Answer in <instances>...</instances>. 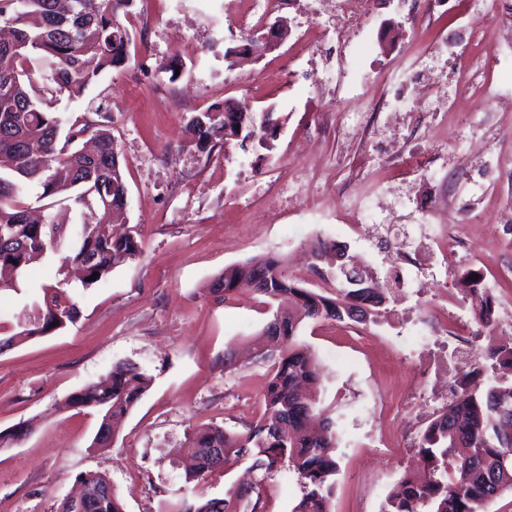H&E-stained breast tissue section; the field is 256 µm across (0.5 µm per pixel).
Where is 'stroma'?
Wrapping results in <instances>:
<instances>
[{
    "label": "stroma",
    "instance_id": "35a3bbf8",
    "mask_svg": "<svg viewBox=\"0 0 512 512\" xmlns=\"http://www.w3.org/2000/svg\"><path fill=\"white\" fill-rule=\"evenodd\" d=\"M421 6V0H376L367 36L352 49L361 69L348 79L392 69L418 40L432 50L467 46L464 63L443 62L438 74L442 88L466 98V114L442 121L427 113V99L414 103L424 109L435 143L448 150L481 154L484 127L502 149L492 164L464 173L431 170L412 184L402 181L399 166L379 159L394 137L386 115H379L372 140L349 147L344 126L365 110L364 100L326 93L325 70L296 66L295 35L305 17L286 9L269 14L267 23L288 21L291 37L244 60L232 54L241 37L224 0H136L122 19L132 37L129 63L102 74L83 99L58 100L55 110L71 120L98 104L109 113L127 162V224L140 233L142 251L95 285H66L80 311L75 323L0 352V433H22L0 447V512H57L77 476L89 471L108 476L124 512H162L195 494L221 498L245 477L260 493V512H292L304 488L286 466L266 474L244 460L185 483L192 428L244 431L262 413L268 374L267 363L247 354L270 318L262 296L240 288L219 301L208 288L226 267L259 256L283 259L289 277L334 294V274L320 278L310 267L313 236L321 232L345 246L366 274L386 282L388 314L407 313L418 297L443 287L446 275L401 268L393 237L351 236L346 226L367 197L377 196L388 224L415 236L426 229L422 214L431 196L465 198L475 185L493 184L471 231L492 270L495 300H512V222L503 218L512 208V112L499 111L480 91L491 45L512 33V0H498L496 34L463 28L445 15L415 36L405 22ZM174 58L182 64L176 76L168 69ZM227 102L248 106L256 118L271 117L280 128L274 150L255 142L244 149L195 146L186 128L190 116ZM58 264V255H49L18 290L0 292L1 336L17 331L44 287L56 284ZM374 329L383 339L368 348L342 336L330 320L305 321L298 332L320 367V407L338 436L331 512H383L392 488L419 467L416 449L404 441L425 425L402 404L421 367L402 353L432 323L383 320ZM230 349L240 359L228 367ZM119 361L142 367L152 384L119 422L111 444L96 448L100 416L68 400Z\"/></svg>",
    "mask_w": 512,
    "mask_h": 512
}]
</instances>
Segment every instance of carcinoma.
Segmentation results:
<instances>
[{
  "label": "carcinoma",
  "mask_w": 512,
  "mask_h": 512,
  "mask_svg": "<svg viewBox=\"0 0 512 512\" xmlns=\"http://www.w3.org/2000/svg\"><path fill=\"white\" fill-rule=\"evenodd\" d=\"M135 0H0V27L10 37L0 41V291L19 287V280L48 253L67 249L58 274L69 266L84 271L83 282L97 284L112 270L140 254L138 232L117 236L111 226L126 221L127 186L123 158L115 144L110 118L102 106L68 125L48 109V102L65 95L81 99L108 71L123 68L130 58L131 36L120 16L131 13ZM223 107L200 112L188 126L204 150L215 139L230 144L239 135L228 123ZM94 149H85V141ZM46 214L31 219L24 198L30 185ZM64 202L80 214L67 229L56 223L50 210ZM99 273L95 280L90 279ZM252 288L274 305L272 316L256 339L257 346L276 348L266 357L272 363L261 418L242 433L209 425L192 430L189 447L195 467L188 483L230 459H250L266 473L282 463L305 480L306 492L293 512H331L336 433L331 423L318 433L310 429L317 409L316 396L300 388H316L320 373L308 349L297 339L306 319L367 322L379 315L384 303L381 288L356 269L336 272V296L305 288L289 278L283 261L251 258L229 266L211 288L228 293ZM471 307L486 324L491 322L493 294L488 288L469 289ZM77 305L57 287L44 291L30 321L0 338V351L47 336L74 322ZM152 377L130 362H118L102 380L73 394L69 403L92 407L102 419L92 446L106 447L117 424L151 385ZM418 454L423 476H404L399 490L388 499L385 512H484L485 504L512 491V383L489 380L464 385L448 410L426 428ZM80 480L94 494L83 512H124L115 491L98 494L112 485L99 473ZM172 512H243L237 490L222 499L184 500Z\"/></svg>",
  "instance_id": "obj_1"
}]
</instances>
